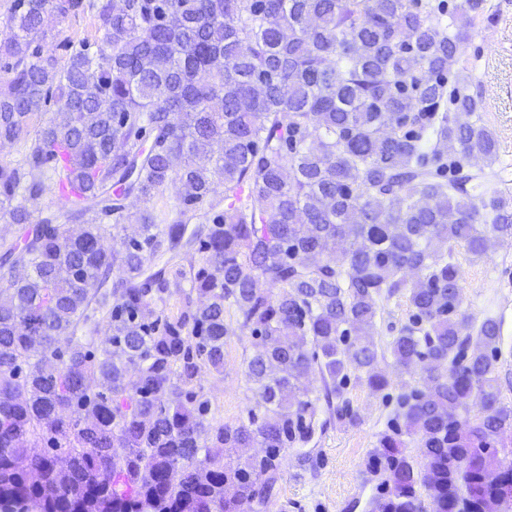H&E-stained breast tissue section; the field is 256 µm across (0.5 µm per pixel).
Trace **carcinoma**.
<instances>
[{
    "instance_id": "cac0c4a2",
    "label": "carcinoma",
    "mask_w": 512,
    "mask_h": 512,
    "mask_svg": "<svg viewBox=\"0 0 512 512\" xmlns=\"http://www.w3.org/2000/svg\"><path fill=\"white\" fill-rule=\"evenodd\" d=\"M487 0H14L0 56V140H28L0 165V504L15 512H243L273 493L275 460L306 443L319 402L350 379L374 391L379 301L407 296L396 363L421 387L370 457L381 476L371 512H507L512 468L491 451L512 429L495 363L500 324L459 312L458 246L512 236L499 195L463 175L497 141L468 120L480 98L448 74L463 64ZM93 11L108 51L44 54V17ZM452 109L441 110L444 96ZM55 104L57 123L35 126ZM37 130H32V127ZM152 139L144 147V135ZM72 180L64 223L17 196L42 174ZM175 212L138 213L140 234L101 246L103 224L130 219L121 198L150 203L167 186ZM224 188V211L214 195ZM203 230L188 231L196 216ZM203 254L198 269L150 271L153 259ZM418 277L408 282L403 273ZM190 278L177 313L155 309L170 279ZM264 280L278 293L256 287ZM235 308L259 352L247 364L260 402L236 425L211 423L195 387L224 368V313ZM112 335L97 343L96 313ZM65 343H60V339ZM133 378L125 380L128 371ZM319 373L323 397L301 380ZM484 418L471 420L472 409ZM420 436L424 461L404 450ZM266 448L260 459L225 452ZM43 447L40 452L37 447Z\"/></svg>"
}]
</instances>
